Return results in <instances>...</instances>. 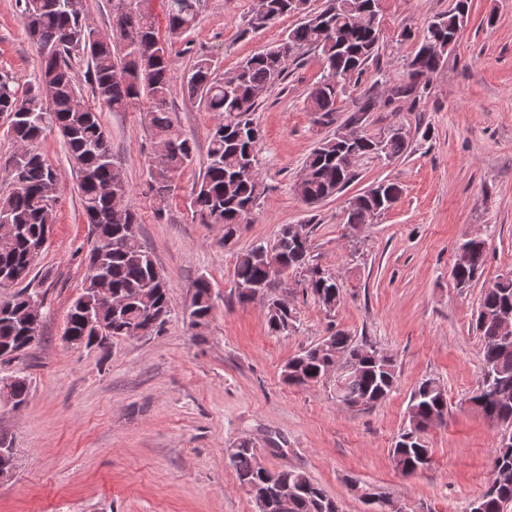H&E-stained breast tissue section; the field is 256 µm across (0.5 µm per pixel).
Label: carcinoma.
<instances>
[{"label": "carcinoma", "mask_w": 512, "mask_h": 512, "mask_svg": "<svg viewBox=\"0 0 512 512\" xmlns=\"http://www.w3.org/2000/svg\"><path fill=\"white\" fill-rule=\"evenodd\" d=\"M202 2L164 0L170 33L191 30ZM379 2L324 0L321 9L310 11L308 0H256L248 19L253 30L267 28L290 14L303 19L288 30L279 45L251 56L221 77L215 75L209 56L202 54L194 60L185 93L205 103L209 111L224 113V122L210 134L207 165L195 185L193 206L203 223L224 228V240L236 235L263 194L258 164L261 132L254 112L270 89L285 79L288 61L300 51H313L324 68L308 94L310 110L316 122L333 123L339 93L378 55ZM16 5L37 45L41 65L35 82L22 93L13 77L0 76V114L9 117L8 131L14 142L27 147L13 159L10 192L0 196V284L17 287L5 301L10 313L0 314V350H8L0 354L1 365L12 361L11 350L29 330L26 300L40 298V292L26 280L55 223L59 174L36 147L46 130L55 127L66 140L79 177L81 207L93 234L87 266L95 272L85 275L82 291L66 318L65 334L78 340L92 335L81 309L84 299L92 298V288H110L124 299L118 315L108 323L114 336L126 335L129 326H142L149 334L157 332L172 311L166 280L156 276L159 268L151 253L141 247L135 251L125 248V237L137 233L138 218L128 205L114 202L115 194L128 197L130 186L125 178H116L117 163L101 122V106L145 113L160 158V164L151 170V183L161 198L171 191L175 176L191 164L195 152L193 141L175 125L167 108L171 56L150 13L138 15L134 25L120 34L121 39L140 47L137 58L127 53L116 56L110 42L82 45V53L90 60L89 81L96 100L92 104L77 91L71 64L76 51L71 35L85 25L83 0H16ZM468 9V0H456L452 9L428 22L417 51L406 64V80L392 89L394 99H422L430 77L442 69L455 45ZM371 107L367 98L346 118L344 125L355 127L352 135L324 138L307 156L301 179L302 198L307 203L321 202L339 192L352 180L361 161L393 160L407 151V135L399 132L398 126L374 134L362 126ZM378 186L383 188L382 204L363 193L349 200L345 210L348 229L365 228L399 200L402 190L398 184L380 182ZM485 255L483 239L460 244L455 258L459 267L456 287L472 286L480 276ZM299 270L318 303L327 311L334 310L342 296L336 277L314 262L310 245L296 243L281 232L271 242L253 244L237 258L233 270L236 297L247 301L252 288L266 289L275 279ZM190 306L201 324L211 316L212 286L207 278L197 281ZM505 317L512 318L511 272L499 276L480 296L476 331L482 342V384L470 398L486 416L511 428L512 334L502 331ZM296 319L289 307L267 312L269 329L275 334L291 332ZM338 353L360 359L357 374L336 388L343 403L369 407L393 391L396 368L392 357L343 331L289 359L283 379L296 386L316 385L329 378V366ZM5 380L10 382L17 403H24L30 392L28 377L18 373L0 376V383ZM447 409V395L434 388L432 380L421 381L413 390L408 424L392 448L393 461L413 466L409 474L430 465L427 434L433 420L442 418ZM225 452L248 494L268 480L293 490L288 512H329V496L304 471L266 468L259 450L247 440L230 445ZM490 482L495 491L484 497L482 512H512V441H501L495 448Z\"/></svg>", "instance_id": "1"}]
</instances>
